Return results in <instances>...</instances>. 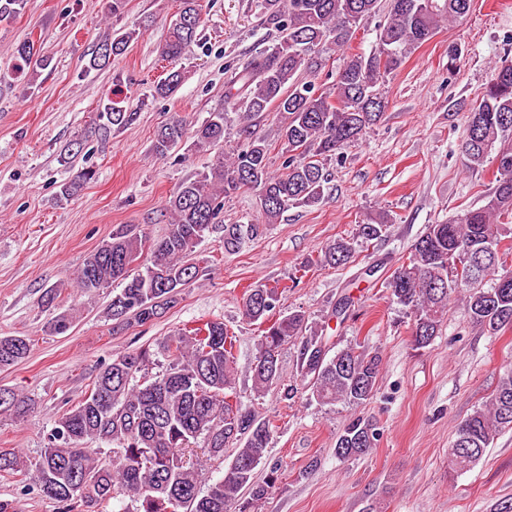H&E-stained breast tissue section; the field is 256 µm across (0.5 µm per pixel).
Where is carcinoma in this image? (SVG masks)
I'll return each mask as SVG.
<instances>
[{
  "instance_id": "obj_1",
  "label": "carcinoma",
  "mask_w": 512,
  "mask_h": 512,
  "mask_svg": "<svg viewBox=\"0 0 512 512\" xmlns=\"http://www.w3.org/2000/svg\"><path fill=\"white\" fill-rule=\"evenodd\" d=\"M381 0H260L271 24L279 31L272 46L258 52L228 85L225 107L214 110L194 131L193 148L207 152L224 142L231 115H237L240 143L220 154L207 170L182 183L169 198L173 224L158 240L125 226L91 253L77 273L76 287L84 294L123 284L112 296L110 315L122 322L133 316L141 324L175 302L182 288L199 275L193 261L196 248L212 229L224 197L241 189L257 192L264 224L224 225V248L234 250L277 223L294 205L318 203L328 181L327 164L342 149L362 138L382 118L386 102L383 79L409 55L430 40L441 23L465 14L470 0H388L383 21L376 28L370 52L351 51L360 22L377 12ZM201 23L199 0H179L161 50L170 64L156 94L173 95L185 74L181 61L196 42ZM139 38L136 29H119L103 41L90 63L94 70L112 65ZM327 45L343 51L336 81L316 93L299 80L303 72L322 67ZM16 68L30 78L48 68L50 59L25 41L13 50ZM280 114L283 172L268 165L269 145L255 133L256 120L266 112ZM118 93L106 98L95 115L98 131L108 135L132 124ZM183 124L175 119L159 130L153 152L171 155L181 143ZM462 152L466 167L478 169L491 154L498 161L494 185L477 208H464L445 222L430 224L413 245L408 262L386 283L391 300L412 321L416 348L429 346L448 314L451 297H463L469 319L495 334L512 326V280L500 257L512 254V59L502 60L467 116ZM95 171L84 168L60 185L59 197L68 200ZM387 217L361 224L358 237H381ZM356 241L340 238L321 250L320 261L344 265L354 257ZM278 288L259 284L244 299V314L264 326L251 372L254 391L261 395L282 378L279 349L299 344L296 368L320 404L360 406L376 392L382 359L358 343L331 351L317 326L300 311L272 318ZM73 315L63 313L47 322L53 335L67 333ZM235 337L224 323L179 328L154 345L117 355L96 374L91 392L72 406L47 435V446L35 460L0 451V472L27 471L43 493L62 505L63 512H91L85 488L100 502L129 497L122 512H248L265 497L269 483L254 480L273 430L270 423L232 403L226 391L236 378ZM31 352L26 336L0 337V368L26 359ZM167 364L154 375L149 367L157 356ZM3 411L26 413L24 397L8 392ZM512 429V368L500 375L492 398L475 408L458 427L448 448L452 469L463 471L482 460L497 436ZM208 454L224 455V448L243 442L224 477L200 492L201 464L193 459L178 465L198 439ZM374 434L355 417L336 438L340 459L366 455ZM90 441L112 446L95 452ZM249 499H242V492Z\"/></svg>"
}]
</instances>
